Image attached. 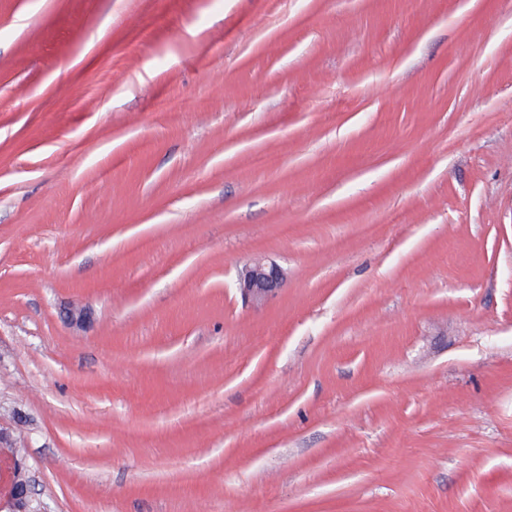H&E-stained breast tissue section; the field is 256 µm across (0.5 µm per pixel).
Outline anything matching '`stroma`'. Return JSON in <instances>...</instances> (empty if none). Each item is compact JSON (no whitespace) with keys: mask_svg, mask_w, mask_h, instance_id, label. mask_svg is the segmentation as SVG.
<instances>
[{"mask_svg":"<svg viewBox=\"0 0 512 512\" xmlns=\"http://www.w3.org/2000/svg\"><path fill=\"white\" fill-rule=\"evenodd\" d=\"M0 424L38 512H512V0H0ZM285 270L274 261H257L238 273V288L245 303L263 307L286 283Z\"/></svg>","mask_w":512,"mask_h":512,"instance_id":"1","label":"stroma"}]
</instances>
